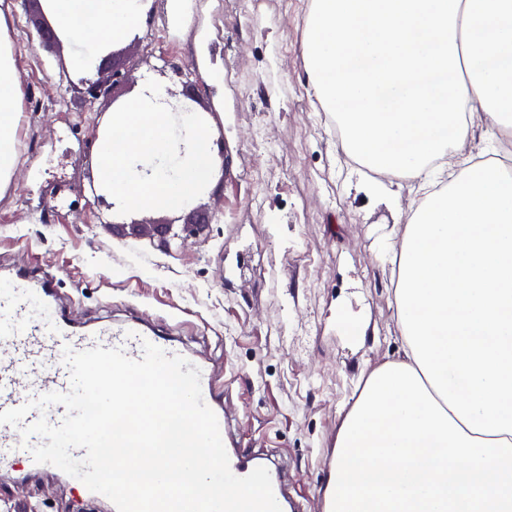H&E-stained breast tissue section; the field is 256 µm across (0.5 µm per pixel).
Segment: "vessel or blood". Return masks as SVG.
<instances>
[{
    "label": "vessel or blood",
    "mask_w": 512,
    "mask_h": 512,
    "mask_svg": "<svg viewBox=\"0 0 512 512\" xmlns=\"http://www.w3.org/2000/svg\"><path fill=\"white\" fill-rule=\"evenodd\" d=\"M51 297L47 283L27 276L16 277L0 290V411L49 392L69 391V370L63 362L68 347L76 351L96 346L119 348L137 360L146 341L167 355L179 352L172 342L147 334L136 322L106 325L90 333L74 332L53 313ZM225 448L235 476H247L262 464L257 451L230 442ZM24 452L19 428L0 424V470L14 467Z\"/></svg>",
    "instance_id": "obj_1"
}]
</instances>
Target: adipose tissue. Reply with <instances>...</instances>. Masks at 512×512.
Listing matches in <instances>:
<instances>
[{
	"label": "adipose tissue",
	"mask_w": 512,
	"mask_h": 512,
	"mask_svg": "<svg viewBox=\"0 0 512 512\" xmlns=\"http://www.w3.org/2000/svg\"><path fill=\"white\" fill-rule=\"evenodd\" d=\"M41 5L77 70L145 21L143 0ZM303 56L359 191L412 181L389 245L406 349L336 432L325 512H512V175L452 162L474 114L512 130V0H311ZM23 82L0 15V187Z\"/></svg>",
	"instance_id": "adipose-tissue-1"
}]
</instances>
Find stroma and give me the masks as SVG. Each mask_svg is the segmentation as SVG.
Masks as SVG:
<instances>
[{"label": "stroma", "instance_id": "stroma-1", "mask_svg": "<svg viewBox=\"0 0 512 512\" xmlns=\"http://www.w3.org/2000/svg\"><path fill=\"white\" fill-rule=\"evenodd\" d=\"M146 23L114 53L156 51L121 100L147 80L204 88L213 142L231 164L192 209L126 215L97 203L86 153L112 112L74 86L65 47H42L37 4L0 0L24 73L17 166L0 191V284L30 273L51 281L74 329L135 319L209 366L224 428L288 470L302 512H323L333 440L362 376L398 358L405 341L386 255L397 213L350 185L356 162L311 92L302 46L311 0H186L182 25L169 0H145ZM224 69L208 84L204 65ZM182 76H175L173 67ZM460 160L506 158L503 136L474 121ZM209 222L188 245H162L133 224ZM365 336H344L338 307ZM106 496L61 470L0 471V512H110Z\"/></svg>", "mask_w": 512, "mask_h": 512}]
</instances>
